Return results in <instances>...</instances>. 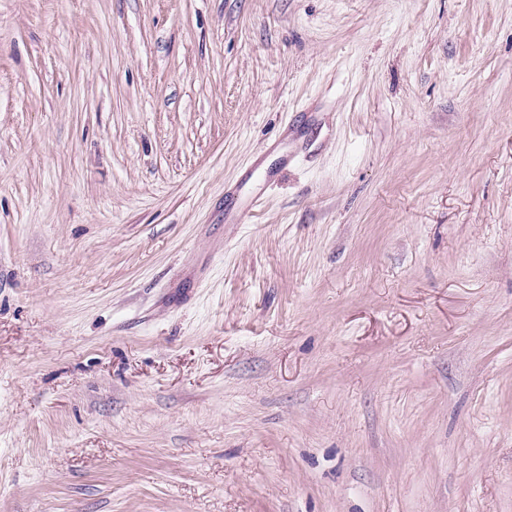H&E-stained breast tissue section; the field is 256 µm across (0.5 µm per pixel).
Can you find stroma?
Listing matches in <instances>:
<instances>
[{"label": "stroma", "instance_id": "1", "mask_svg": "<svg viewBox=\"0 0 512 512\" xmlns=\"http://www.w3.org/2000/svg\"><path fill=\"white\" fill-rule=\"evenodd\" d=\"M0 512H512V0H0Z\"/></svg>", "mask_w": 512, "mask_h": 512}]
</instances>
